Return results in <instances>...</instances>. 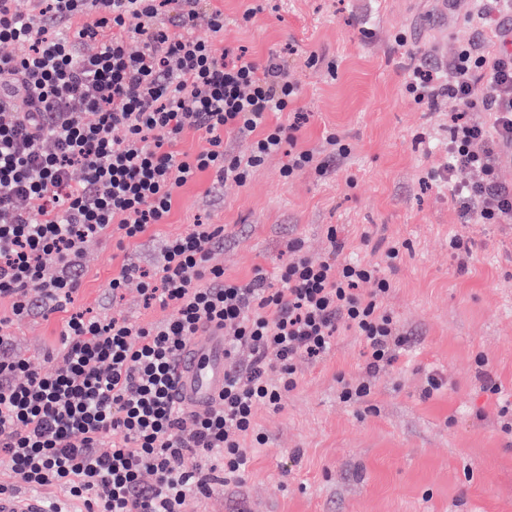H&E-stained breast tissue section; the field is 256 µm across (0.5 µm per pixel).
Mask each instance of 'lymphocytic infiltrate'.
<instances>
[{
	"label": "lymphocytic infiltrate",
	"instance_id": "lymphocytic-infiltrate-1",
	"mask_svg": "<svg viewBox=\"0 0 512 512\" xmlns=\"http://www.w3.org/2000/svg\"><path fill=\"white\" fill-rule=\"evenodd\" d=\"M15 2L0 0V299L22 317L70 304L88 243L114 233L132 241L165 223L178 189L200 173L245 184L300 127L268 122L299 94L286 61L260 65L189 36L203 15L214 32L224 29L223 12L203 11L201 0H37L26 15ZM173 4L186 31L177 39L159 24ZM130 16L140 20L136 52L127 47ZM86 38L99 41L97 51L80 50ZM17 43L29 44L25 56L12 53ZM448 71L442 83L427 64L414 65L406 90L419 103L448 97L488 112L482 124L452 121L442 179L462 217L497 224L512 217V189L497 179L512 158V51L472 43ZM190 129L208 135L209 149L177 151ZM228 133L252 138L247 157L226 152ZM460 169L479 177L454 183ZM223 238V226L197 224L164 243L155 272L126 264L113 294L139 277L145 302L173 316L139 325L71 315L55 372L13 355L0 317V461L26 485L66 488L84 512H185L213 485L243 478L247 443L265 441L257 409L280 411L297 385V359L328 355L338 329L363 339L367 371L396 361L406 339L383 306L391 285L377 265L337 264L336 241L331 256L312 261L296 241L280 287H266L259 272L239 283L207 265ZM370 281L373 291L359 293ZM210 325L224 330L225 357L244 347L250 359L225 372L223 391L188 430L173 373Z\"/></svg>",
	"mask_w": 512,
	"mask_h": 512
}]
</instances>
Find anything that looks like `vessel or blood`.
Segmentation results:
<instances>
[{
    "instance_id": "1",
    "label": "vessel or blood",
    "mask_w": 512,
    "mask_h": 512,
    "mask_svg": "<svg viewBox=\"0 0 512 512\" xmlns=\"http://www.w3.org/2000/svg\"><path fill=\"white\" fill-rule=\"evenodd\" d=\"M224 331L211 326L200 341L189 344L182 353L175 374L174 393L186 408L210 407L224 388ZM0 512H50L42 498L0 496Z\"/></svg>"
}]
</instances>
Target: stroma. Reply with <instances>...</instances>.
I'll return each mask as SVG.
<instances>
[{
  "mask_svg": "<svg viewBox=\"0 0 512 512\" xmlns=\"http://www.w3.org/2000/svg\"><path fill=\"white\" fill-rule=\"evenodd\" d=\"M224 31L198 23L196 36L258 62L288 61L300 86L290 111L270 115L288 124L301 113L295 143L254 169L245 185L213 189L210 173L181 189L166 223L116 246L102 238L81 259L80 285L66 311L34 310L15 321L12 350L52 370L68 314L120 315L135 323L169 317L145 306L137 282L122 297L108 284L123 265L154 271L163 243L192 224H220L224 241L210 262L226 279L247 282L262 270L280 285L298 238L312 259L328 256L329 227L342 249L338 262L378 263L391 284L385 306L410 344L375 374L364 368V343L339 332L326 357L297 360V386L280 412L258 410L267 441L253 448L241 483L216 487L189 512H512V430L500 411L512 405V220L467 224L447 185L427 179L448 165V123L454 100L418 104L407 93L408 70L432 61L438 78L459 46L498 50L505 19L486 30L469 22L470 0L441 12L437 0H211ZM250 21H243L245 11ZM318 64H310V56ZM335 133L350 154L337 171L306 169L285 178L290 153H329ZM467 240L460 264L451 238ZM401 244L397 260L386 250ZM484 357L499 393L486 391L476 363ZM444 382L425 395L429 376ZM368 381L359 402L340 397L343 383Z\"/></svg>",
  "mask_w": 512,
  "mask_h": 512,
  "instance_id": "1",
  "label": "stroma"
}]
</instances>
